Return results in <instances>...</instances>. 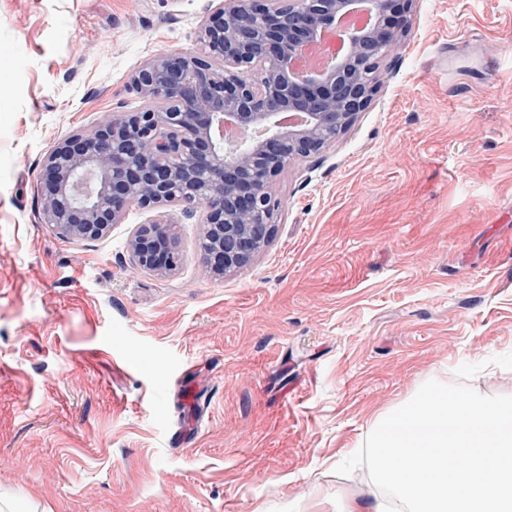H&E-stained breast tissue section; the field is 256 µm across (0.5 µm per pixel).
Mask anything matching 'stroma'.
I'll list each match as a JSON object with an SVG mask.
<instances>
[{
    "label": "stroma",
    "instance_id": "obj_1",
    "mask_svg": "<svg viewBox=\"0 0 512 512\" xmlns=\"http://www.w3.org/2000/svg\"><path fill=\"white\" fill-rule=\"evenodd\" d=\"M208 0H0V499L14 512H336L374 418L426 387L512 402V0H414L383 83L274 188L218 278L40 223L46 152L142 100ZM201 366L186 391L173 381Z\"/></svg>",
    "mask_w": 512,
    "mask_h": 512
}]
</instances>
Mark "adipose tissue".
Returning a JSON list of instances; mask_svg holds the SVG:
<instances>
[{"label": "adipose tissue", "instance_id": "ef3b65f1", "mask_svg": "<svg viewBox=\"0 0 512 512\" xmlns=\"http://www.w3.org/2000/svg\"><path fill=\"white\" fill-rule=\"evenodd\" d=\"M375 493L341 512H512V405L428 388L373 422Z\"/></svg>", "mask_w": 512, "mask_h": 512}]
</instances>
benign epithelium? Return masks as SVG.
<instances>
[{
  "label": "benign epithelium",
  "mask_w": 512,
  "mask_h": 512,
  "mask_svg": "<svg viewBox=\"0 0 512 512\" xmlns=\"http://www.w3.org/2000/svg\"><path fill=\"white\" fill-rule=\"evenodd\" d=\"M196 51L156 56L136 71L144 105L116 112L46 154L42 222L96 241L128 207L180 205L200 214L199 246L224 276L250 263L277 230L272 188L286 166L324 153L365 110L379 59L409 23L413 0H210ZM372 22L346 36L323 72L291 58L336 27L340 14ZM128 250L165 277L181 258L175 222L140 224Z\"/></svg>",
  "instance_id": "1"
}]
</instances>
